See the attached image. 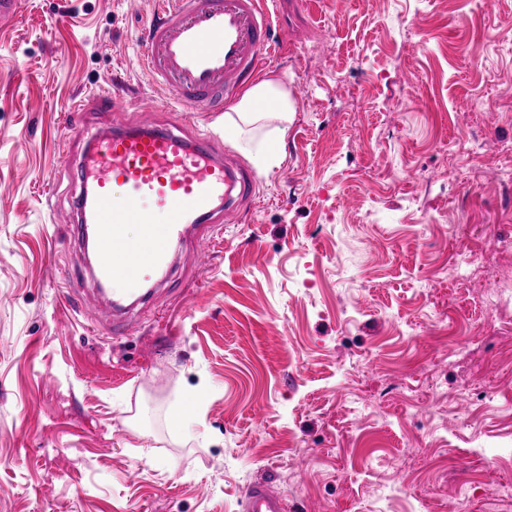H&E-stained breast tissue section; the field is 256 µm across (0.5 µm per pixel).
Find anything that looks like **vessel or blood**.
I'll use <instances>...</instances> for the list:
<instances>
[{
	"label": "vessel or blood",
	"mask_w": 512,
	"mask_h": 512,
	"mask_svg": "<svg viewBox=\"0 0 512 512\" xmlns=\"http://www.w3.org/2000/svg\"><path fill=\"white\" fill-rule=\"evenodd\" d=\"M269 0H155L140 62L161 96L120 122L110 113L126 103L112 89L70 107L84 123L77 211L66 240L92 247L91 273L113 310L111 336H122L127 314L163 269L175 242L194 239L200 262L210 257L212 224L252 201L257 178L226 158L217 138L156 120L159 112H220L253 82L284 44ZM141 228L131 237L127 225ZM150 252H143V244ZM244 512H288L286 499L258 483Z\"/></svg>",
	"instance_id": "1"
}]
</instances>
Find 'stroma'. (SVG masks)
I'll return each instance as SVG.
<instances>
[{
  "label": "stroma",
  "instance_id": "obj_1",
  "mask_svg": "<svg viewBox=\"0 0 512 512\" xmlns=\"http://www.w3.org/2000/svg\"><path fill=\"white\" fill-rule=\"evenodd\" d=\"M152 8L21 0L0 25V512H243L258 482L288 512H512V295L480 304L512 285V0H279L303 31L264 71L295 101L280 163L113 339L58 239L63 107L151 102ZM464 252L488 275L460 280ZM205 403V397L201 394H195L191 397L189 403L185 406L177 407L170 415L169 423L172 429H181L191 414L200 411Z\"/></svg>",
  "mask_w": 512,
  "mask_h": 512
}]
</instances>
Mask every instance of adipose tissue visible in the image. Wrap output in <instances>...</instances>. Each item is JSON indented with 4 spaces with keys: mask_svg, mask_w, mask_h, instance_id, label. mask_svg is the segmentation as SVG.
Listing matches in <instances>:
<instances>
[{
    "mask_svg": "<svg viewBox=\"0 0 512 512\" xmlns=\"http://www.w3.org/2000/svg\"><path fill=\"white\" fill-rule=\"evenodd\" d=\"M294 110L287 86L279 78L268 77L225 112L224 130L233 135L238 149L258 172L264 173L279 163L274 144L287 131Z\"/></svg>",
    "mask_w": 512,
    "mask_h": 512,
    "instance_id": "obj_1",
    "label": "adipose tissue"
}]
</instances>
